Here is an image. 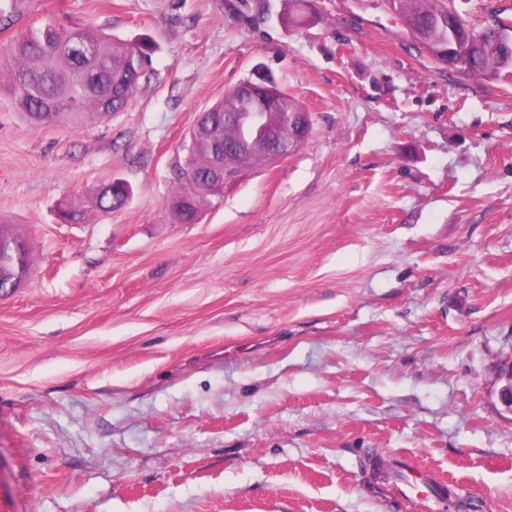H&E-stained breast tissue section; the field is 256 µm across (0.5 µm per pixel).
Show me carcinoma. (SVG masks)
Segmentation results:
<instances>
[{
    "instance_id": "1",
    "label": "carcinoma",
    "mask_w": 512,
    "mask_h": 512,
    "mask_svg": "<svg viewBox=\"0 0 512 512\" xmlns=\"http://www.w3.org/2000/svg\"><path fill=\"white\" fill-rule=\"evenodd\" d=\"M388 8L427 48L448 41V13L455 0H385ZM24 0L0 3V30L14 23ZM497 41V31L472 34L475 49L468 73L489 80L487 59ZM150 47L130 43L94 25L71 19L33 22L0 46V94H7L17 111L35 128L63 122L79 128L101 112L110 117L123 110L146 76L144 62ZM207 125L182 142L190 154V169L175 176V197L190 199L198 213L210 207L215 196H199L188 183L205 171L212 150L229 145L225 162L232 167L237 153L231 147L255 137L263 123L279 127L283 141L292 136L290 121L274 113L261 100L244 101L227 90L224 98L206 108ZM129 196L126 183L110 181L96 197V206L110 213ZM30 249L7 224H0V290L15 289L30 271Z\"/></svg>"
}]
</instances>
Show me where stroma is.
I'll return each mask as SVG.
<instances>
[{
    "label": "stroma",
    "mask_w": 512,
    "mask_h": 512,
    "mask_svg": "<svg viewBox=\"0 0 512 512\" xmlns=\"http://www.w3.org/2000/svg\"><path fill=\"white\" fill-rule=\"evenodd\" d=\"M64 13L150 43V79L80 128L0 96L31 248L0 293V512H425L382 469L512 512V75L440 64L384 0L23 6ZM258 68L306 140L173 223L185 133ZM126 185L130 186L123 181H110L105 184L96 197V206L106 213H112V209L122 207L129 196Z\"/></svg>",
    "instance_id": "1"
}]
</instances>
